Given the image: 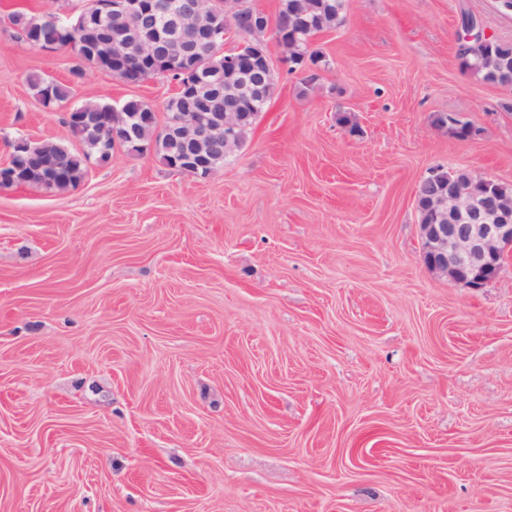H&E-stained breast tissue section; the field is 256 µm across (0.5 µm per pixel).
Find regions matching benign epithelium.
Listing matches in <instances>:
<instances>
[{
  "label": "benign epithelium",
  "instance_id": "7a95c632",
  "mask_svg": "<svg viewBox=\"0 0 512 512\" xmlns=\"http://www.w3.org/2000/svg\"><path fill=\"white\" fill-rule=\"evenodd\" d=\"M206 0H92L80 14L66 17L68 25L80 29L101 23L111 15L130 21L144 15L167 16L169 29L183 41L215 44L224 40L227 29L236 27L243 13L257 19L247 33L246 42L224 55V113L203 114L194 122H173L172 131L200 146L216 139L224 141V152L237 149L236 131L243 121L240 106L258 91L252 83V70L244 58L261 61L268 79L277 76L263 36L271 27L261 21L264 13L246 9L244 0H224V26L214 20L216 13L201 9ZM112 56L133 58L153 74L177 63H186L190 56L164 50L152 39L129 42L117 40L111 45ZM434 177L424 178L433 185L425 197H416V209L424 213L420 221L422 254L425 265L433 273L474 290L485 287L499 275L503 262L512 254V193L497 181L474 174L467 169L450 168L448 173L436 169Z\"/></svg>",
  "mask_w": 512,
  "mask_h": 512
}]
</instances>
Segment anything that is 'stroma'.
<instances>
[{"label":"stroma","mask_w":512,"mask_h":512,"mask_svg":"<svg viewBox=\"0 0 512 512\" xmlns=\"http://www.w3.org/2000/svg\"><path fill=\"white\" fill-rule=\"evenodd\" d=\"M0 0V165L18 138L80 143L29 85L136 98L17 43ZM512 42L497 0H345L205 178L115 146L55 193L0 189V512H512V256L472 290L422 258L437 168L512 185V87L463 72V14ZM453 114L477 131L435 127Z\"/></svg>","instance_id":"35a3bbf8"}]
</instances>
